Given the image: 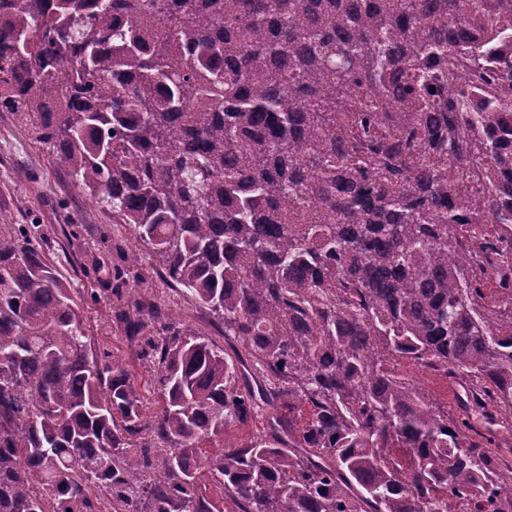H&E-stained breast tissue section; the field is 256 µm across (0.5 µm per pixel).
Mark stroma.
Segmentation results:
<instances>
[{
    "label": "stroma",
    "mask_w": 512,
    "mask_h": 512,
    "mask_svg": "<svg viewBox=\"0 0 512 512\" xmlns=\"http://www.w3.org/2000/svg\"><path fill=\"white\" fill-rule=\"evenodd\" d=\"M0 211L43 240L47 257L78 290L93 347L130 371L147 413L156 409L150 363L141 345L126 338L115 317L117 307L136 298L149 301L159 311L160 324L178 323L223 343L224 329L210 311L164 284L150 263L127 268L134 243L129 228L97 208L59 159L31 140L9 112H0Z\"/></svg>",
    "instance_id": "stroma-1"
}]
</instances>
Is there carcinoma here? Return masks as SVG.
<instances>
[{"mask_svg":"<svg viewBox=\"0 0 512 512\" xmlns=\"http://www.w3.org/2000/svg\"><path fill=\"white\" fill-rule=\"evenodd\" d=\"M511 37L512 0H0V111L249 355L164 326L146 417L1 216L0 512H213L208 479L224 512H512ZM409 376L417 384L428 389L433 398L438 400L441 405L446 406L451 402L448 397V385L441 381L436 375L425 370L408 369ZM266 416L263 413L251 417L249 421L240 428H232L224 432V439L206 442L204 447L210 454L224 453V449L238 448L249 443L251 440L263 437L266 432Z\"/></svg>","mask_w":512,"mask_h":512,"instance_id":"1","label":"carcinoma"}]
</instances>
